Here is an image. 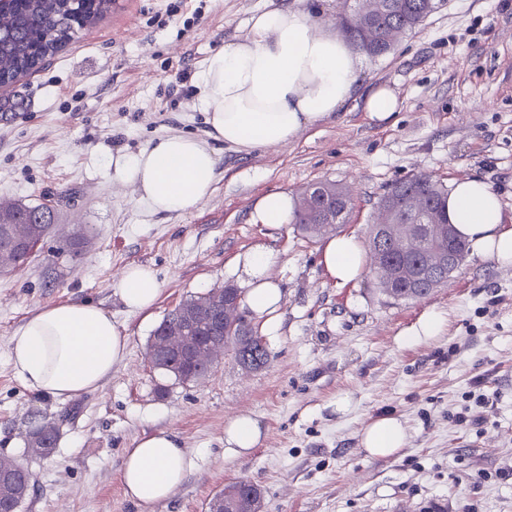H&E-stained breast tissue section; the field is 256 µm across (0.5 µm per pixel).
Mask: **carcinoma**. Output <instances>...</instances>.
<instances>
[{
	"instance_id": "obj_1",
	"label": "carcinoma",
	"mask_w": 512,
	"mask_h": 512,
	"mask_svg": "<svg viewBox=\"0 0 512 512\" xmlns=\"http://www.w3.org/2000/svg\"><path fill=\"white\" fill-rule=\"evenodd\" d=\"M439 7V0H355L354 13L341 18L344 35L362 53L372 57L387 54L395 42L420 26ZM112 8V0H13L11 21L0 29V83L38 67V58L56 52L63 45L80 38L83 31ZM448 188L426 175L395 182L381 198L392 224H446L445 201ZM354 209L348 190L336 186V194L311 203L306 209L294 208L291 223L297 231L318 237V225L334 215L350 214ZM8 214L15 234H26L34 226L47 230L54 224L52 209L14 202ZM388 263L397 271L394 291L399 300H412L410 289L416 287V272L424 263L419 250H400L388 239L384 242ZM247 315H242L226 343L235 359L249 369H259L268 359V351L258 336L250 335ZM35 444L28 446L32 455L48 457L55 439L33 431ZM14 478L20 490L32 487V475L18 464L0 461V473Z\"/></svg>"
}]
</instances>
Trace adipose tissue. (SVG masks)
<instances>
[{"mask_svg":"<svg viewBox=\"0 0 512 512\" xmlns=\"http://www.w3.org/2000/svg\"><path fill=\"white\" fill-rule=\"evenodd\" d=\"M361 55L312 8L291 6L255 13L248 35L225 43L206 61L198 105L214 140L241 152L289 143L353 99ZM113 180L135 186L154 213H185L211 190L218 158L213 148L187 135L168 136L113 163ZM445 210L473 256L512 266V226L505 224L498 192L484 179L453 182ZM321 264L337 284L357 282L366 254L354 235L328 238ZM271 256H245L246 304L278 335L284 321L283 290L268 275ZM129 312L153 308L161 288L152 268L126 267L117 283ZM128 337L100 306L67 302L34 311L13 333L8 361L23 385L39 395L72 399L97 390L126 357ZM407 444V430L394 416L368 423L360 445L373 457H390ZM195 466L178 437L160 431L127 449L121 482L130 500L151 506L171 499Z\"/></svg>","mask_w":512,"mask_h":512,"instance_id":"1","label":"adipose tissue"}]
</instances>
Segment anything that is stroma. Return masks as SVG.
<instances>
[{
  "label": "stroma",
  "instance_id": "obj_1",
  "mask_svg": "<svg viewBox=\"0 0 512 512\" xmlns=\"http://www.w3.org/2000/svg\"><path fill=\"white\" fill-rule=\"evenodd\" d=\"M296 0H120L79 41L0 86V197L51 207L56 222L29 263L0 272V460L23 465L34 487L19 512H207L225 485H258L266 512H512V267L466 257L447 286L396 301L371 275L337 285L323 242L293 225L253 220L264 194L296 196L331 181L355 208L342 231L367 239L380 197L427 174L443 184L480 176L512 225V0H444L390 54L364 58L360 82L390 87L399 110L372 120L362 98L283 146L247 153L217 142L218 177L183 214H153L112 160L171 135L209 140L197 76L225 42L245 37L257 12ZM88 241L64 251L73 231ZM272 255L285 290L284 323L266 337L269 359L252 371L225 355L184 383L149 361L162 318L225 284L243 286L244 258ZM132 264L150 266L156 306L129 313L116 289ZM68 301L103 308L128 336L127 357L97 390L71 400L24 387L10 337L33 311ZM430 307L448 325L411 345L403 333ZM495 397L484 423L458 425L468 391ZM352 400L337 414L336 400ZM257 419L261 444L224 450V426ZM393 415L407 428L397 454L369 456L359 433ZM62 435L47 458L24 451L37 422ZM172 431L197 456L167 502L142 507L124 494L126 449Z\"/></svg>",
  "mask_w": 512,
  "mask_h": 512
}]
</instances>
